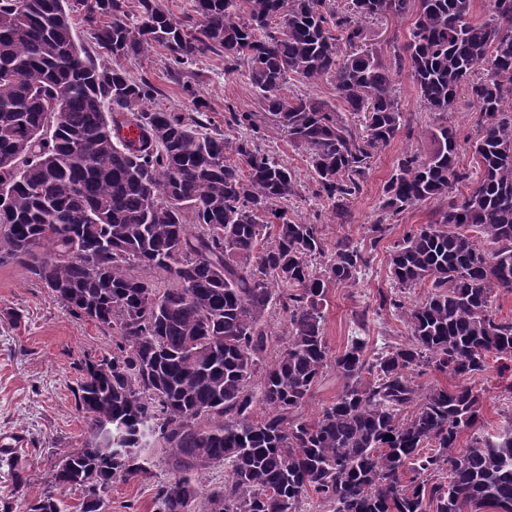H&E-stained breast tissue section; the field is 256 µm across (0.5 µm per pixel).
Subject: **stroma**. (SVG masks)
<instances>
[{"mask_svg":"<svg viewBox=\"0 0 512 512\" xmlns=\"http://www.w3.org/2000/svg\"><path fill=\"white\" fill-rule=\"evenodd\" d=\"M123 66L132 79L147 78L159 88L155 107L185 109L186 101L171 82L161 53L124 60ZM189 71L202 76L199 90L208 104V119L215 127L223 129L227 136H239V129L224 124L226 105L253 113L264 136L262 148L287 163L302 184H309L305 150L294 144L282 123L265 111L242 72L225 73L224 60L217 56L191 65ZM396 97L400 111L411 119L416 134L399 137L374 151L359 193L347 203L348 219H339L330 208L322 207L307 189L287 202L289 218L319 225L331 243L344 234L367 243V227L378 217L383 187L399 154L408 147L424 152L431 148L430 142L420 136L430 116L420 105L408 74L399 76ZM438 208V203L431 201L393 217L391 234L378 246L359 285L330 290L324 333L332 354L343 351L348 337L357 329L355 318L362 312L367 315L365 334L371 347L380 349L407 342L406 325L390 312L375 314L374 301L378 290L390 287L388 246L409 228L428 223ZM111 347L110 330L69 314L24 267L13 262L0 264V436H15L23 442L22 447L12 450L11 457L27 467L26 497L39 496L51 467L67 450L81 446L86 426L74 396L80 377L78 363L84 354H98ZM475 384L482 389L485 430L499 427L512 411V400L502 392L496 367H489ZM149 468L150 478L113 483L107 512H156V479L164 474L160 454H150Z\"/></svg>","mask_w":512,"mask_h":512,"instance_id":"stroma-1","label":"stroma"}]
</instances>
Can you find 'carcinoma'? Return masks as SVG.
I'll return each instance as SVG.
<instances>
[{"instance_id":"1","label":"carcinoma","mask_w":512,"mask_h":512,"mask_svg":"<svg viewBox=\"0 0 512 512\" xmlns=\"http://www.w3.org/2000/svg\"><path fill=\"white\" fill-rule=\"evenodd\" d=\"M78 2L93 52L69 0H0V262L112 331V352L78 365L85 441L23 512H67L66 487L81 490L78 512H105L113 482L151 476L150 450L167 467L158 512H302L312 492L328 512H512V414L459 442L482 405L470 379L491 356L498 375L512 371V317L493 311L512 292V0H486L484 20L476 0H193L181 18L163 0ZM385 15L411 18L388 54L366 43ZM156 49L189 110L151 107L157 87L121 65ZM212 55L284 114L313 196L335 209L359 192L371 151L413 136L395 95L410 75L432 149L398 159L370 250L288 218L302 185L257 147L251 113L227 106L224 123L252 132L235 140L208 122L184 69ZM292 77L331 80L341 106L284 93ZM461 92L476 115L467 167L448 124ZM428 200L439 217L390 247L392 288L376 296L408 343L371 350L353 336L331 355L329 289L357 285L387 221ZM416 287L425 298L405 301ZM427 367L461 382L427 387ZM331 368L341 394L299 417ZM214 467L224 479L201 484Z\"/></svg>"}]
</instances>
